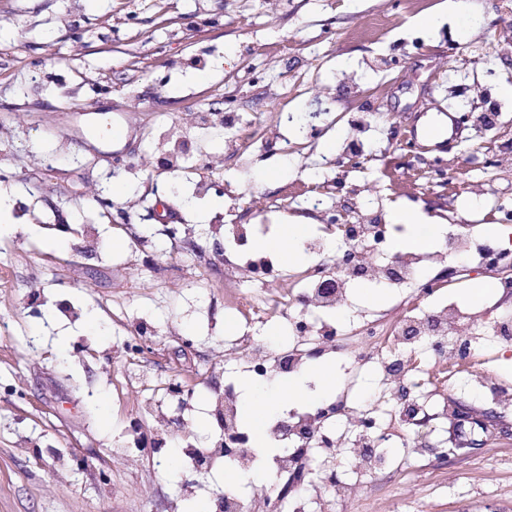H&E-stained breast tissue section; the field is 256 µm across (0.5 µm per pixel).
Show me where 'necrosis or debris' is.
<instances>
[{"instance_id": "obj_1", "label": "necrosis or debris", "mask_w": 512, "mask_h": 512, "mask_svg": "<svg viewBox=\"0 0 512 512\" xmlns=\"http://www.w3.org/2000/svg\"><path fill=\"white\" fill-rule=\"evenodd\" d=\"M347 263L330 262L324 237L307 239L309 252L318 256L317 264L308 269L276 278H263L264 262L260 259H225L224 312L235 318L237 330L227 341L228 353L240 356L256 380L269 377L287 378L304 368L311 348L332 356H348L354 368L376 365L387 389L382 401L388 412L378 405L362 407L352 397L354 380L342 386L340 402L322 401L299 409H290L270 418L265 426V441L243 444L234 456H227L229 438L242 434L238 396L233 384H225L213 398L214 417L219 427L209 447L187 445L184 456L190 466H202L211 473L224 472L226 465L248 470L263 465L271 473L290 480L300 462L314 450H322L333 459L340 446L336 431L338 417H345L354 437L350 449L363 474L379 470L381 460L374 448L394 437L411 438L420 444L431 421L447 416V404L429 411L426 401L412 397L422 383L414 369L433 367L451 361L470 364L479 355V345L465 326L480 319L491 321L496 336L512 337V320H495L491 308H474L455 297L447 281L421 282L425 268L443 267L449 257L464 255L475 271L494 266V259L472 252L468 225H460L448 244L423 252L385 254L383 244L388 231L384 224H340ZM412 287L410 300L378 317L360 320L352 329L326 320V313L349 306L350 287L354 281ZM278 316L288 324V343L269 349L251 328L255 323Z\"/></svg>"}]
</instances>
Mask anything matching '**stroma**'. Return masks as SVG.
I'll return each mask as SVG.
<instances>
[{"mask_svg":"<svg viewBox=\"0 0 512 512\" xmlns=\"http://www.w3.org/2000/svg\"><path fill=\"white\" fill-rule=\"evenodd\" d=\"M0 0V512H185L184 434L218 431L205 386L239 364L213 335L224 319L219 224H258L245 250L322 224L393 211L475 222L474 245L512 233V9L505 0ZM123 116V133L79 137L74 108ZM255 125L251 166L225 143V113ZM120 178H113V166ZM121 183L114 220L95 206ZM179 183L183 195L171 190ZM318 196V210L304 198ZM68 224L72 233L60 232ZM191 225L190 234L167 228ZM406 292L352 290L336 314H382ZM157 325L145 372L181 373L191 411L158 432L163 391L132 384L126 345ZM452 407L496 412L444 455L435 422L410 456L385 448L328 512H512V412L457 375Z\"/></svg>","mask_w":512,"mask_h":512,"instance_id":"35a3bbf8","label":"stroma"}]
</instances>
